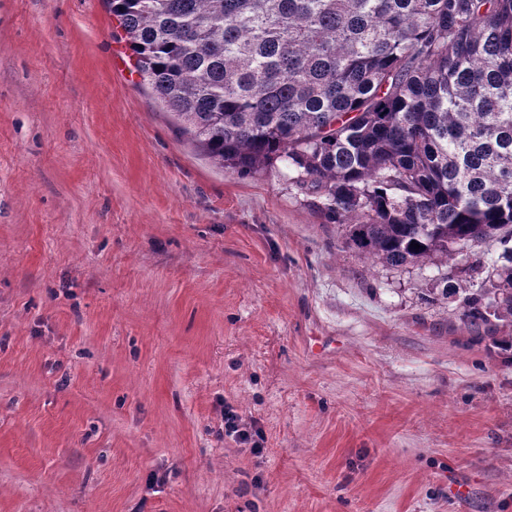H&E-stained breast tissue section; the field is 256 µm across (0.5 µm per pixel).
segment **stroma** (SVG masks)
Masks as SVG:
<instances>
[{"mask_svg": "<svg viewBox=\"0 0 512 512\" xmlns=\"http://www.w3.org/2000/svg\"><path fill=\"white\" fill-rule=\"evenodd\" d=\"M346 236L182 136L104 0H0V512H512V322L440 298L496 249ZM224 435L244 444L251 442L253 438L249 428L242 423L240 415L229 404L224 407Z\"/></svg>", "mask_w": 512, "mask_h": 512, "instance_id": "stroma-1", "label": "stroma"}]
</instances>
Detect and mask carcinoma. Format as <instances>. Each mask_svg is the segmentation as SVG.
<instances>
[{"label":"carcinoma","mask_w":512,"mask_h":512,"mask_svg":"<svg viewBox=\"0 0 512 512\" xmlns=\"http://www.w3.org/2000/svg\"><path fill=\"white\" fill-rule=\"evenodd\" d=\"M106 3L210 158L287 164L351 247L393 267L500 244L497 284L463 317L512 318V0Z\"/></svg>","instance_id":"carcinoma-1"}]
</instances>
